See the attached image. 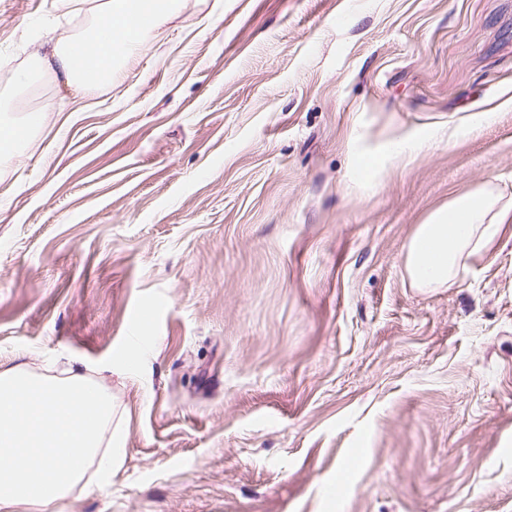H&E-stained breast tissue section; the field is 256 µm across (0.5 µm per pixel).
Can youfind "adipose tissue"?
Here are the masks:
<instances>
[{
  "mask_svg": "<svg viewBox=\"0 0 512 512\" xmlns=\"http://www.w3.org/2000/svg\"><path fill=\"white\" fill-rule=\"evenodd\" d=\"M170 10L166 0H106L98 21L70 42L45 37L37 62L52 66L67 84L93 90L99 71H111ZM511 220L512 206L488 185L431 211L406 245L411 284L450 286ZM115 416L110 394L87 374H35L21 364L0 368V512L64 498L92 462L99 478H111L124 453L119 442L106 437Z\"/></svg>",
  "mask_w": 512,
  "mask_h": 512,
  "instance_id": "adipose-tissue-1",
  "label": "adipose tissue"
}]
</instances>
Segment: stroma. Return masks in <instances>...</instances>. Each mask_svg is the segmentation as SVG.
Here are the masks:
<instances>
[{
    "label": "stroma",
    "instance_id": "stroma-1",
    "mask_svg": "<svg viewBox=\"0 0 512 512\" xmlns=\"http://www.w3.org/2000/svg\"><path fill=\"white\" fill-rule=\"evenodd\" d=\"M100 2L0 0L44 113L0 159V363L93 367L125 456L15 512H512V223L404 268L453 196L512 203V0H178L99 88L18 89ZM483 185L453 197L431 211L410 236L405 272L416 288H445L467 270L468 261L486 250L510 221L512 207Z\"/></svg>",
    "mask_w": 512,
    "mask_h": 512
}]
</instances>
